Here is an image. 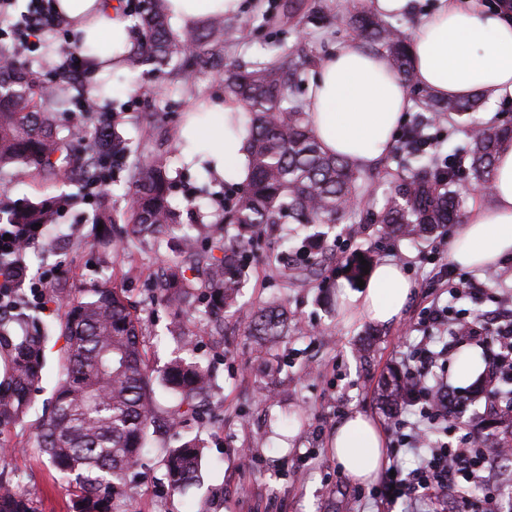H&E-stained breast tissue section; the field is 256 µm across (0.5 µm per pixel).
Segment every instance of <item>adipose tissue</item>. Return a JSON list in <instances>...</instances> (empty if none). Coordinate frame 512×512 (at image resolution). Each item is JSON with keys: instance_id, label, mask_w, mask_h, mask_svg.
I'll list each match as a JSON object with an SVG mask.
<instances>
[{"instance_id": "obj_1", "label": "adipose tissue", "mask_w": 512, "mask_h": 512, "mask_svg": "<svg viewBox=\"0 0 512 512\" xmlns=\"http://www.w3.org/2000/svg\"><path fill=\"white\" fill-rule=\"evenodd\" d=\"M170 15L197 22L215 12L236 13L239 0H165ZM75 38L100 45L101 60L129 42L132 24L114 0H56ZM418 85L438 97L465 100L485 94L494 102L512 96V19L479 0H438L408 36ZM409 85L387 53L364 48L358 39L337 43L320 60L309 85L307 112L312 132L329 153L366 170L389 153L411 107ZM237 102L215 103L218 122L193 125L180 134L189 158L217 176L245 181L248 132L228 130L224 118L240 112ZM485 203L469 204L466 222L449 244L460 267H489L512 256V143L496 156ZM412 295L400 266L385 259L359 292L347 294L350 317L386 324L398 319ZM383 436L375 421L352 413L336 427L331 451L343 473L359 482L376 480L383 468Z\"/></svg>"}]
</instances>
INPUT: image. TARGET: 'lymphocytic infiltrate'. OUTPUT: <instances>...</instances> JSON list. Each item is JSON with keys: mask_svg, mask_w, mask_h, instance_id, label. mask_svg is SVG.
Listing matches in <instances>:
<instances>
[{"mask_svg": "<svg viewBox=\"0 0 512 512\" xmlns=\"http://www.w3.org/2000/svg\"><path fill=\"white\" fill-rule=\"evenodd\" d=\"M53 15L51 0H28V7L20 19L7 28H0V41L21 43L30 51H38V32L43 30ZM43 233L42 227L32 224H0V311L14 312L24 304L43 305L56 276L46 270L27 276L22 245H33ZM447 307L431 304L425 311L423 336L418 349L410 355L406 384L410 403L414 405L413 419H399L401 431L398 443L401 449L420 453L418 466L410 471L396 470L385 477L381 488L372 491V499L388 506L407 501L422 508L439 492L454 489L457 492L454 512H473L466 494L457 487L460 481L486 484L482 512H500L499 492L490 482V456L478 452L474 439L467 434L458 437L456 444L432 442V426L447 418L449 409L461 408L457 396L445 389L429 386L426 378L436 366V355L430 345L436 337L448 333Z\"/></svg>", "mask_w": 512, "mask_h": 512, "instance_id": "obj_1", "label": "lymphocytic infiltrate"}]
</instances>
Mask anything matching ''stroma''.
<instances>
[{
  "instance_id": "obj_1",
  "label": "stroma",
  "mask_w": 512,
  "mask_h": 512,
  "mask_svg": "<svg viewBox=\"0 0 512 512\" xmlns=\"http://www.w3.org/2000/svg\"><path fill=\"white\" fill-rule=\"evenodd\" d=\"M370 9L369 0H243L240 11L225 18L234 35L225 42L224 55L246 65L267 63L285 47L315 65L336 42L353 37L350 16ZM223 77L213 68L183 85L169 75L136 78L122 65L112 72V99L104 105L105 111L124 118L154 114L150 141H139L137 131L125 122L117 130L130 139L138 155L168 160L174 182L171 202L181 230L201 241L222 232L235 183L187 163L177 152L179 133L194 103L223 100ZM398 162L394 150L364 170L366 206L382 207L396 183ZM83 186L80 178L62 184L0 177V207L39 194L59 199L58 242L51 248L42 240L32 245L27 254L30 274L58 267L54 286L72 295L110 280L125 290L143 325L153 368L186 349L215 376L208 413L189 420L182 434H160L133 470L126 487L130 512H198L202 507L207 512H382L380 505L358 499L359 483L351 481L332 456L330 441L337 424L360 412L378 423L384 441H391L396 412L382 400L380 387L391 372L403 371L406 356L421 340L423 308L436 300L472 322L480 316L493 318L496 296L512 292V258L492 271H472L475 290L453 298L433 274L447 265L448 245L458 225L427 239L389 241L377 225L363 222L356 213L327 240L329 262L322 285L284 283L266 260L267 254L281 251L282 241L265 239L238 306L224 315L223 335L210 334L209 315L200 309L184 319L190 337L183 346L169 332L173 308L149 301L147 278L158 271L162 252L145 246L130 255L112 252L109 264L98 262L94 219L103 206L116 216L127 209L126 180L108 184L102 203H85ZM359 257L372 265L395 261L412 282L413 295L395 322L347 319L341 296L358 286L346 265ZM280 303L288 309L290 325L278 344L279 359L271 366L263 341L249 335L247 326L256 307ZM64 346L56 334L47 341L30 413L22 423L0 430V449L8 451L0 479L12 481L34 502L36 512H72L76 496L75 486L51 467L34 433L61 378ZM195 437L205 444L200 481L185 494L171 493L159 450Z\"/></svg>"
}]
</instances>
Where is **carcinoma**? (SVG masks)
Masks as SVG:
<instances>
[{"mask_svg": "<svg viewBox=\"0 0 512 512\" xmlns=\"http://www.w3.org/2000/svg\"><path fill=\"white\" fill-rule=\"evenodd\" d=\"M145 37L140 48L127 49L121 63L137 72L144 66L161 69L175 64L180 81L214 61L229 35L224 17L208 20L205 31L176 39L161 0H142L134 18ZM352 25L372 46L385 49L395 71L412 80L413 68L406 36L386 18L358 13ZM84 55L79 45L44 42L37 69L45 70L66 53ZM304 63L284 52L277 63L226 69L224 94L238 101L248 115L247 151L251 173L238 187L228 211L234 232L201 248L198 241L182 237L179 253L162 274L152 279L151 302L191 304L198 296L217 297L223 309L237 305L261 237L281 224L290 225L299 241L296 253L309 258L320 251L331 225L355 213L348 201L363 190L360 173L344 160L326 153L313 137L305 104L296 94ZM108 80L99 79L76 89L88 111H96L107 96ZM64 79L37 82L32 63L0 65V172L16 179L26 177L60 180L75 173L86 180L114 168L131 153L129 141L113 123L100 119L90 126L79 117L61 129L59 116L73 103ZM421 103L434 114L468 116L480 106V98L467 101L442 99L426 91ZM419 121L404 148L405 179L386 199L383 208L365 212L364 220H376L393 238H429L459 219V186L465 174L477 185L489 183L495 156L505 141L512 142V124L481 127L468 124V142L447 161L418 153L412 140L424 135ZM130 204L128 229L114 237L115 248L125 250L135 241L156 240L171 231L177 213L170 201L172 183L167 163L144 160L128 171ZM56 200L37 197L9 215L12 224H50ZM322 262L295 268V281L316 280ZM22 334L10 333L0 321V346L12 364L9 384L0 388V426L22 421L31 408V394L43 368L42 343L50 335L38 319L20 320ZM66 341L63 378L47 412L36 425L41 448L60 473L71 478L80 492L76 512H126L123 486L128 473L149 447L148 429L158 419L175 427L188 415L208 410L213 385L210 371L184 359L171 362L159 375L161 385L176 399L162 409L156 399L145 358L143 331L131 312L121 288L102 283L68 301L61 324ZM273 349L288 335V315L280 306L259 309L249 326ZM493 402H512V372L505 369L491 387ZM204 445L193 439L180 448L162 450L172 490L194 483L201 472ZM0 512H35L32 500L10 483H0Z\"/></svg>", "mask_w": 512, "mask_h": 512, "instance_id": "1", "label": "carcinoma"}]
</instances>
